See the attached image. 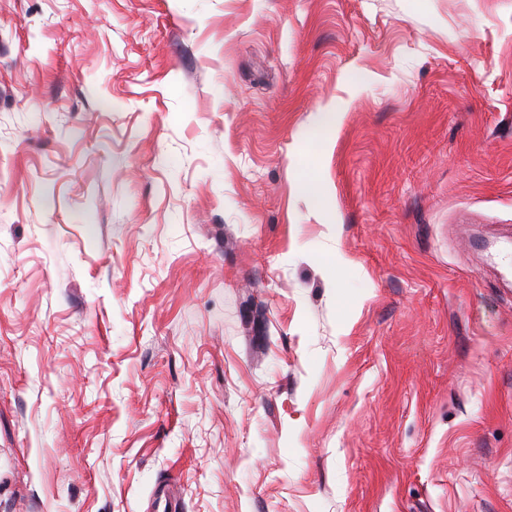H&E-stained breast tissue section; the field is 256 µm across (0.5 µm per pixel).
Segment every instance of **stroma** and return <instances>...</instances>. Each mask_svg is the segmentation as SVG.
I'll list each match as a JSON object with an SVG mask.
<instances>
[{
    "instance_id": "35a3bbf8",
    "label": "stroma",
    "mask_w": 512,
    "mask_h": 512,
    "mask_svg": "<svg viewBox=\"0 0 512 512\" xmlns=\"http://www.w3.org/2000/svg\"><path fill=\"white\" fill-rule=\"evenodd\" d=\"M504 246L512 0H0V512H512Z\"/></svg>"
}]
</instances>
